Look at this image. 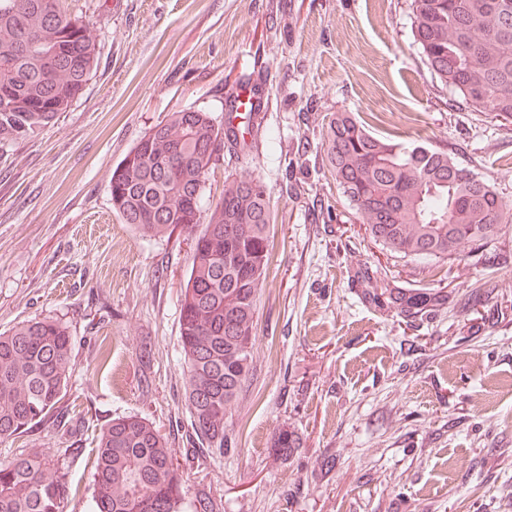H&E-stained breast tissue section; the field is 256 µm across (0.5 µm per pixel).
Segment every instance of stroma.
<instances>
[{
    "label": "stroma",
    "mask_w": 512,
    "mask_h": 512,
    "mask_svg": "<svg viewBox=\"0 0 512 512\" xmlns=\"http://www.w3.org/2000/svg\"><path fill=\"white\" fill-rule=\"evenodd\" d=\"M89 22L98 64L69 112L0 156V331L52 317L75 340L63 399L80 454L62 459L89 512L92 448L114 418L164 434L185 489L220 512H512V223L487 266L381 251L324 160L328 124L350 112L378 135L453 150L512 201V120L454 103L412 35L411 0H62ZM259 82L249 157L221 154L204 204L229 174L266 186L274 248L255 315L253 371L226 420L237 447L196 463L180 367L181 295L193 242L141 235L112 209L113 168L186 108L223 123L228 93ZM405 289L462 298L412 329L359 301L360 264ZM300 446L282 458L280 428ZM36 430L0 458L54 456ZM330 469H321L322 460Z\"/></svg>",
    "instance_id": "obj_1"
}]
</instances>
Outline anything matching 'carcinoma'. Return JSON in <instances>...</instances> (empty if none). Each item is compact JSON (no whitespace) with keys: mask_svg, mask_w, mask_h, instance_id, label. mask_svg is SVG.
Segmentation results:
<instances>
[{"mask_svg":"<svg viewBox=\"0 0 512 512\" xmlns=\"http://www.w3.org/2000/svg\"><path fill=\"white\" fill-rule=\"evenodd\" d=\"M413 33L435 77L476 112L512 119V0H411ZM99 44L90 26L59 0H0V151L6 152L69 111L94 71ZM226 97L225 127L184 109L144 134L112 171V209L146 236L192 237L181 298L180 341L193 434L211 455L234 447L224 418L252 372L254 317L270 260L272 211L265 186L229 175L224 194L204 208L205 176L227 148L245 153L261 106L238 112ZM326 163L338 189L381 249L402 258L453 262L460 248L484 252L497 240L512 202L452 153L372 133L350 112L327 132ZM179 167V183L168 168ZM361 299L405 323L434 318L448 304L438 292L365 288ZM73 337L54 318L0 332V439L33 428L57 431ZM283 459L300 439L282 428ZM91 512H217L200 490L186 499L167 440L146 419L118 417L96 437ZM58 461L35 453L0 459V512H63L70 494Z\"/></svg>","mask_w":512,"mask_h":512,"instance_id":"carcinoma-1","label":"carcinoma"}]
</instances>
